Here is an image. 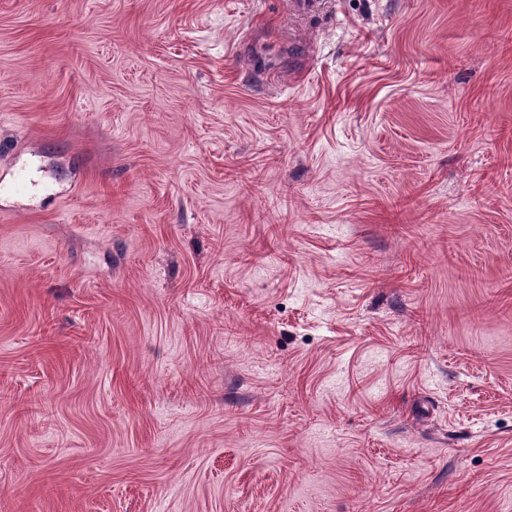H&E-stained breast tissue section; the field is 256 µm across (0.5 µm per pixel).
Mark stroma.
<instances>
[{"mask_svg": "<svg viewBox=\"0 0 512 512\" xmlns=\"http://www.w3.org/2000/svg\"><path fill=\"white\" fill-rule=\"evenodd\" d=\"M0 512H512V0H0Z\"/></svg>", "mask_w": 512, "mask_h": 512, "instance_id": "obj_1", "label": "stroma"}]
</instances>
